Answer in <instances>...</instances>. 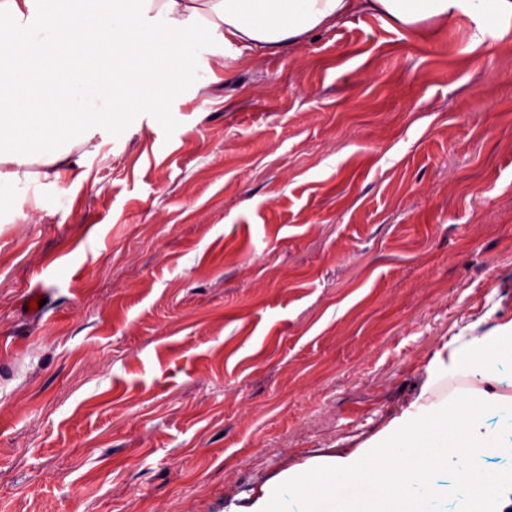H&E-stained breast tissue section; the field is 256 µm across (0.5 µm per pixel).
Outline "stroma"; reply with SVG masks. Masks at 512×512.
I'll list each match as a JSON object with an SVG mask.
<instances>
[{
    "label": "stroma",
    "mask_w": 512,
    "mask_h": 512,
    "mask_svg": "<svg viewBox=\"0 0 512 512\" xmlns=\"http://www.w3.org/2000/svg\"><path fill=\"white\" fill-rule=\"evenodd\" d=\"M472 33L202 43L0 207V512H230L434 401L512 321V33Z\"/></svg>",
    "instance_id": "1"
}]
</instances>
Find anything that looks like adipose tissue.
<instances>
[{"label": "adipose tissue", "mask_w": 512, "mask_h": 512, "mask_svg": "<svg viewBox=\"0 0 512 512\" xmlns=\"http://www.w3.org/2000/svg\"><path fill=\"white\" fill-rule=\"evenodd\" d=\"M356 12L420 35L470 21L512 31V0H0V201L28 182L79 186L90 171L76 148L109 124L88 98L136 106L153 78L178 89L195 77L200 40L276 53ZM38 171H29L31 161ZM512 365V321L489 336H458L436 377L465 374L467 392L404 412L359 448L311 459L265 483L241 512H512V399L495 391Z\"/></svg>", "instance_id": "1"}]
</instances>
